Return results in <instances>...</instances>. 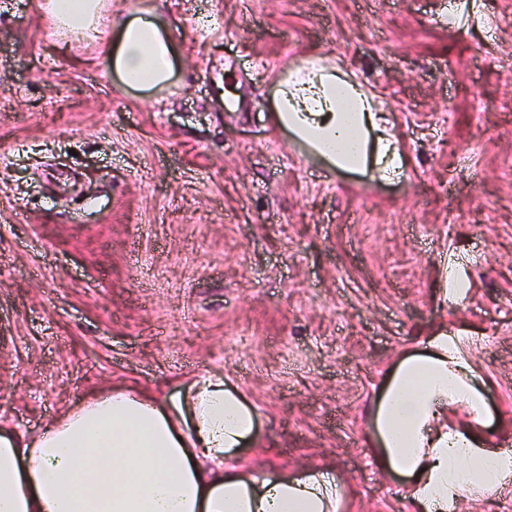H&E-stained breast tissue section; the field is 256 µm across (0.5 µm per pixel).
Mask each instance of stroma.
Returning a JSON list of instances; mask_svg holds the SVG:
<instances>
[{"label": "stroma", "instance_id": "obj_1", "mask_svg": "<svg viewBox=\"0 0 512 512\" xmlns=\"http://www.w3.org/2000/svg\"><path fill=\"white\" fill-rule=\"evenodd\" d=\"M41 3L0 0V420L221 374L258 416L244 459L333 467L341 512H411L370 409L444 325L512 447V0H112L168 19L180 63L153 92ZM312 52L381 96L400 177L335 173L272 126L276 76Z\"/></svg>", "mask_w": 512, "mask_h": 512}]
</instances>
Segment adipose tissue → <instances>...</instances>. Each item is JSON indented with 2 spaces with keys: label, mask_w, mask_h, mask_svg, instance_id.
<instances>
[{
  "label": "adipose tissue",
  "mask_w": 512,
  "mask_h": 512,
  "mask_svg": "<svg viewBox=\"0 0 512 512\" xmlns=\"http://www.w3.org/2000/svg\"><path fill=\"white\" fill-rule=\"evenodd\" d=\"M44 9L57 30L93 41L111 33L102 57L124 85L173 81L179 50L159 11L115 17L107 0H45ZM270 120L333 171L390 179L407 168L382 103L321 56L279 76ZM487 388L466 335L444 328L386 378L367 445L402 478L415 512H463L512 482V450L486 445ZM452 406L466 420L450 421ZM255 430L254 411L214 375L166 400L132 390L93 397L31 438L0 424V512H340L332 467L240 465Z\"/></svg>",
  "instance_id": "ef3b65f1"
}]
</instances>
